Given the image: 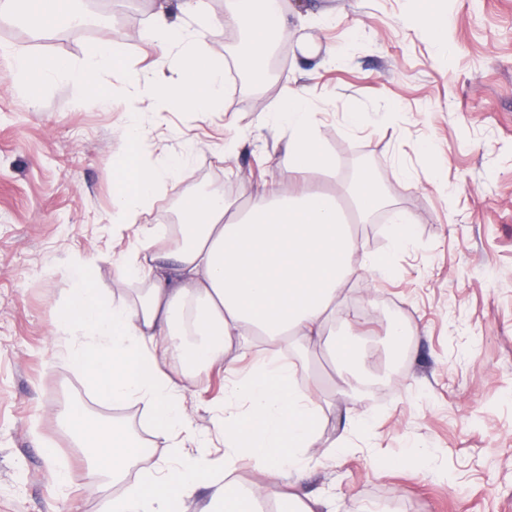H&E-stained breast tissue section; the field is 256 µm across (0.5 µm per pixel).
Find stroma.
Wrapping results in <instances>:
<instances>
[{
	"instance_id": "1",
	"label": "stroma",
	"mask_w": 512,
	"mask_h": 512,
	"mask_svg": "<svg viewBox=\"0 0 512 512\" xmlns=\"http://www.w3.org/2000/svg\"><path fill=\"white\" fill-rule=\"evenodd\" d=\"M102 22L78 34H39L28 18H0V512H100L116 486L92 469L59 420L67 405L119 415L147 448L129 478L202 456L224 478V434L212 418L224 401L214 370L184 391L194 438L153 431L144 404L101 400L48 333L70 283L73 256L100 260L104 294L132 232H112L115 163L141 88L172 77L179 61L141 42L166 12L202 24L204 53L224 68L220 107L201 116L152 99L139 113L144 163L191 149L188 177L170 180L141 221L163 224L171 203L217 184L246 201L288 184L299 190L350 185L368 161L387 205L357 226V257L389 252L391 270L347 281L331 329L359 334L368 354L358 410L368 434L345 422L352 379L324 347L296 360L322 403L318 437L346 447L311 463L299 494L330 512H512V0H282L302 23L279 41L275 73L252 92L236 67L229 0H205L196 18L179 0H100ZM448 18L436 43L422 21ZM108 38L130 67L105 71L94 102L66 83L30 93L10 50L75 63ZM305 87L334 158L328 173H299L273 114L289 87ZM357 113V126L346 117ZM232 156H225L226 144ZM409 215L411 242L397 248L395 212ZM411 334L393 356L391 320ZM67 469L69 486L50 479Z\"/></svg>"
}]
</instances>
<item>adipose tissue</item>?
<instances>
[{
	"mask_svg": "<svg viewBox=\"0 0 512 512\" xmlns=\"http://www.w3.org/2000/svg\"><path fill=\"white\" fill-rule=\"evenodd\" d=\"M225 22L244 28L246 45L237 66L260 80L274 41L291 31L280 0H234ZM138 37L180 50L175 77L154 84V95L179 100L202 115L222 103L224 69L200 51L198 32L175 27L159 12ZM123 65L105 41L78 67L64 57L43 61L23 52L14 55L23 79L34 76L42 85L65 82L92 101L105 93L101 73ZM276 120L288 130L284 152L294 170L331 169L304 88L289 89ZM139 142L133 112L117 163L112 224L115 232L130 230L136 237L118 281L137 287L133 295L105 301L98 286L101 267L75 257L68 268L71 286L51 334L66 339L69 359L103 400L116 408L134 400L144 403L161 434L188 425L183 391L211 369H223L224 407L217 422L224 428L225 467L235 469L246 458L266 479L298 484L315 456L336 450L317 443L318 392L297 385L294 364L257 361L252 354L262 345L306 352L322 341L346 368L364 360L353 337L335 338L328 329L342 285L389 267L386 253L361 263L355 258V224L383 206L382 190L370 172H362L352 194V220L340 201L344 185L300 192L281 184L243 205L213 193H191L180 201L177 223L142 224L141 209L186 168L189 158L147 166ZM163 241L171 243L170 251L158 250ZM231 351L236 357L230 361ZM171 358L181 366L175 376L165 369ZM63 419L109 482H125L128 469L145 453L121 420L93 418L75 407L66 409ZM208 479V468L199 462L146 472L106 499L103 512H178ZM262 492L259 484L245 490L227 481L215 488L202 512H259Z\"/></svg>",
	"mask_w": 512,
	"mask_h": 512,
	"instance_id": "ef3b65f1",
	"label": "adipose tissue"
}]
</instances>
